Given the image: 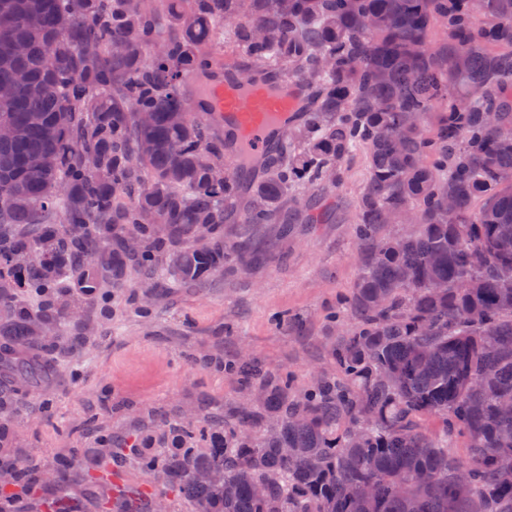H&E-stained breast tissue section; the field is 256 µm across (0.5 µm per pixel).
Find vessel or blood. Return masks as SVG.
I'll use <instances>...</instances> for the list:
<instances>
[{"label": "vessel or blood", "instance_id": "b4317fda", "mask_svg": "<svg viewBox=\"0 0 512 512\" xmlns=\"http://www.w3.org/2000/svg\"><path fill=\"white\" fill-rule=\"evenodd\" d=\"M212 72L221 75V82L208 88V97L225 121L237 129V152L256 153L265 149L272 130L283 129L295 105V92L286 88L244 79L228 74L227 64L211 61Z\"/></svg>", "mask_w": 512, "mask_h": 512}]
</instances>
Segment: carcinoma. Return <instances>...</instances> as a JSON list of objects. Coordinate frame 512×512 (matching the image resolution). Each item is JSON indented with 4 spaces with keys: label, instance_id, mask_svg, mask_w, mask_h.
I'll return each mask as SVG.
<instances>
[{
    "label": "carcinoma",
    "instance_id": "carcinoma-1",
    "mask_svg": "<svg viewBox=\"0 0 512 512\" xmlns=\"http://www.w3.org/2000/svg\"><path fill=\"white\" fill-rule=\"evenodd\" d=\"M0 0V434L21 386L74 310L107 303L131 273L172 257L193 286L250 261L224 225L323 224L294 187L334 188L361 148L355 208L361 272L336 374L294 391L288 375L227 369L260 401L226 418H138L97 468L155 476L120 512L174 494L190 512H512V0ZM444 28L441 43L431 30ZM246 78L301 83L297 108L257 166L185 85L205 86L217 31ZM438 114L433 128L425 119ZM34 155L41 171L28 169ZM412 216L381 234L391 214ZM25 291L41 301L19 299ZM440 421L430 430L423 420ZM467 439V454L455 439ZM292 448L287 456L283 449ZM37 496L27 512H112L104 480ZM207 473L197 480L194 474Z\"/></svg>",
    "mask_w": 512,
    "mask_h": 512
}]
</instances>
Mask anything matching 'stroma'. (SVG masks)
<instances>
[{"label":"stroma","mask_w":512,"mask_h":512,"mask_svg":"<svg viewBox=\"0 0 512 512\" xmlns=\"http://www.w3.org/2000/svg\"><path fill=\"white\" fill-rule=\"evenodd\" d=\"M364 182L359 150L346 163L342 183L326 197L334 222L299 224L288 237L276 224L251 226L252 248L273 244L277 253L246 277L227 272L187 290L173 286L171 267L163 265L156 279L159 299L149 317L129 302L128 282L114 285L111 316L87 315L95 336L64 327L50 357L53 376L39 390L22 393L19 422L0 442V464L33 459L48 472L58 457L76 458L69 490L78 495L90 477L88 464L99 455L83 432L90 416L123 435L134 433L137 413L144 409L227 413L238 405L244 393L240 380L200 369L199 358L220 355L229 362L246 352L257 363L290 374L299 389L335 372L334 315L359 274L354 201ZM285 317L298 318L302 329L283 326ZM43 400L51 412L38 410Z\"/></svg>","instance_id":"1"}]
</instances>
